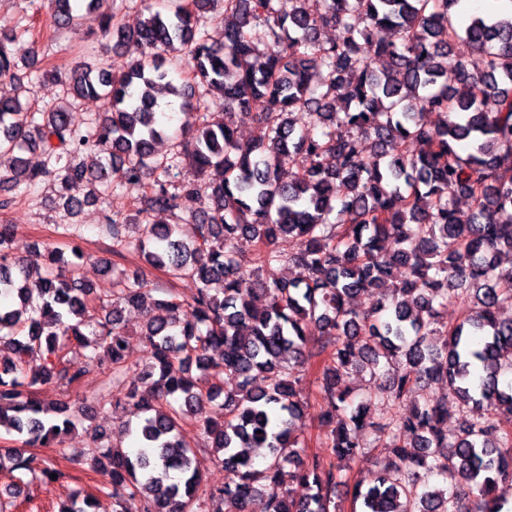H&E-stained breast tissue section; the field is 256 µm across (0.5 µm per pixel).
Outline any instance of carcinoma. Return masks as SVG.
<instances>
[{
	"label": "carcinoma",
	"mask_w": 512,
	"mask_h": 512,
	"mask_svg": "<svg viewBox=\"0 0 512 512\" xmlns=\"http://www.w3.org/2000/svg\"><path fill=\"white\" fill-rule=\"evenodd\" d=\"M96 2L50 0L55 28L78 29ZM294 2L285 16L278 0H147L148 16L133 30L105 19V56L56 72L72 98L105 102L83 131L66 104L31 110L19 71L38 70V53L17 62L9 44L22 26L0 31V82L13 84L0 95V191L52 176L76 214L85 188L117 165L137 193L129 221L139 236L122 239L115 221L103 228L149 266L196 285L189 300L173 291L154 298L136 274L119 280L114 302L55 248L45 266H29L11 225L0 224V296L13 299L0 304V429L19 443L0 451V465L19 472L11 495L53 473L64 478L33 448L58 446L92 416L87 406L76 415L66 404L47 408L35 391L76 387L95 362L126 386L98 405L125 401L142 413L132 428L140 453L96 448L114 512L135 493L147 498L145 512H249L258 495L265 512H341L340 485L354 512H504L497 490L512 483V429L501 424L512 416V320L501 317L512 309V14H463L460 0ZM211 24L224 40H211ZM328 28L336 39H323ZM460 42L484 56L482 69L461 61L448 70ZM114 55L128 58L118 75ZM161 92L186 110L173 135L158 122ZM211 93L227 116L216 127L197 112ZM425 112L441 121L427 124ZM237 114L255 125L244 145ZM163 138L175 146L160 157ZM30 150L42 153L43 167L26 164L20 153ZM87 150L105 162L78 163ZM459 198L470 201L466 215ZM152 211L173 222L141 223ZM241 237L252 253L235 251ZM276 265L295 275L263 276ZM215 282L223 288L214 293ZM379 288L371 310L351 307L356 294ZM121 303L145 317L149 360L132 376ZM450 303L465 305L455 323L443 320ZM313 357L322 366L323 421L335 424L328 456L307 452L297 426L304 397L296 370ZM365 371L385 375L386 386L357 401L342 377ZM146 379L152 389L141 395L137 382ZM432 381L446 392H429ZM220 398L216 422L206 408ZM450 399L464 417L454 433L443 427ZM402 404L409 411L394 412ZM189 416L224 466L211 509L198 495V451L180 433ZM369 437L387 438V456L365 484L347 471L367 456ZM252 448L266 449L263 467ZM433 476L451 482L433 484ZM294 484L308 495L294 498ZM94 508L73 490L58 512Z\"/></svg>",
	"instance_id": "cac0c4a2"
}]
</instances>
